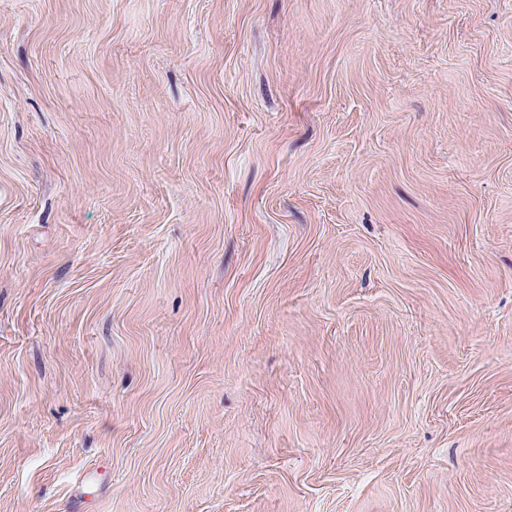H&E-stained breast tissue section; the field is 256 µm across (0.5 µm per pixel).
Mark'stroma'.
I'll return each mask as SVG.
<instances>
[{"instance_id": "35a3bbf8", "label": "stroma", "mask_w": 512, "mask_h": 512, "mask_svg": "<svg viewBox=\"0 0 512 512\" xmlns=\"http://www.w3.org/2000/svg\"><path fill=\"white\" fill-rule=\"evenodd\" d=\"M0 512H512V0H0Z\"/></svg>"}]
</instances>
